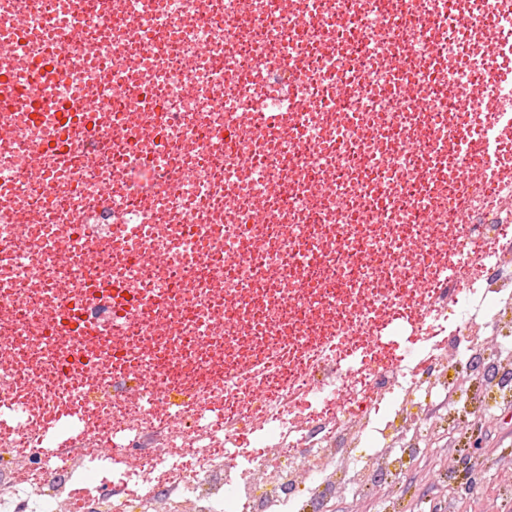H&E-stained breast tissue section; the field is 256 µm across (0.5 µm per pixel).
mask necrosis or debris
Listing matches in <instances>:
<instances>
[{
    "mask_svg": "<svg viewBox=\"0 0 512 512\" xmlns=\"http://www.w3.org/2000/svg\"><path fill=\"white\" fill-rule=\"evenodd\" d=\"M120 5L28 0L19 18L0 0V81L28 86L12 136L49 143L56 157L44 189L0 176V248L10 257L0 270L9 313L0 373L40 384L30 410L0 389V406L15 412L0 426V512H305L408 471L426 435L452 431L460 415L512 404V206L493 203L481 183L434 178L424 146L435 130L452 131V95L417 68L427 51L471 81L485 58L480 40L498 30L477 24V42L460 44L439 0H334L332 24L306 0H249L243 17L238 0H145L137 20L119 24ZM48 13L73 23L78 42L46 31ZM33 41L40 63L29 68L19 52ZM391 58L403 80L422 82L431 110L386 96ZM331 64L349 94L321 81ZM87 92L98 104L79 110ZM142 101L159 106L151 158L137 152L131 119ZM302 110L309 153L282 143L274 122ZM210 132L234 142L221 159L210 155ZM326 166L343 206L297 190ZM228 179L230 215L211 190ZM465 193L476 206L461 214L454 202ZM117 199L147 236L96 248ZM260 209L270 223L254 222ZM462 223L488 244L483 262L467 263ZM282 224L322 248L290 260ZM146 249L158 261H142ZM446 249L465 264L447 294L430 265ZM417 283L432 298L424 339L394 357L365 324L416 304ZM240 296L253 334L212 328L199 343L210 311L220 305L234 319ZM321 327L373 346V356L346 368L312 358ZM277 344L292 354L281 373L234 383L241 356ZM190 379L199 391L172 416ZM78 391L67 430L78 455L39 456L55 434L32 429L37 407L65 406ZM216 447L234 449L232 464L201 456Z\"/></svg>",
    "mask_w": 512,
    "mask_h": 512,
    "instance_id": "4bbe7bcc",
    "label": "necrosis or debris"
}]
</instances>
